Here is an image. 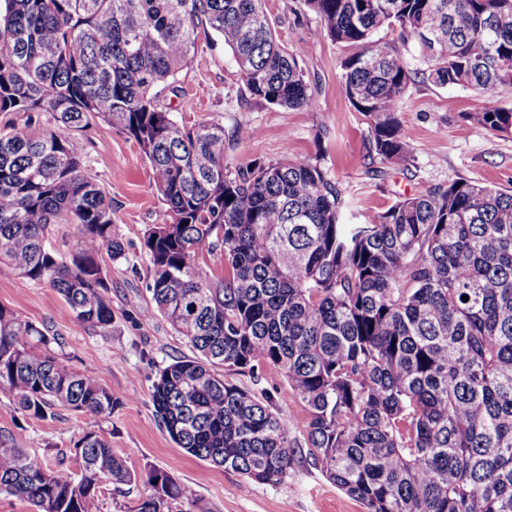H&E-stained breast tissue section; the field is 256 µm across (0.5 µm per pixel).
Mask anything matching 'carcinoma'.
I'll return each mask as SVG.
<instances>
[{
    "label": "carcinoma",
    "instance_id": "1",
    "mask_svg": "<svg viewBox=\"0 0 512 512\" xmlns=\"http://www.w3.org/2000/svg\"><path fill=\"white\" fill-rule=\"evenodd\" d=\"M303 2L319 37L350 50L345 94L383 160L410 158L399 112L417 75L483 99L512 86V0ZM383 27L414 43L426 69L408 70L399 47L374 38ZM200 28L222 37L251 96L317 107L307 47L280 44L265 0H0V113L26 114L0 131V265L54 289L72 321L112 328L97 257L125 248L79 133L95 119L117 125L166 205L168 220L143 237L144 317L161 315L192 349L153 384L177 447L268 484L304 452L365 512H512V192L454 181L347 224L343 191L315 157L231 170L224 125H181L162 103ZM470 118L512 132V108L483 104ZM61 223L78 228L69 261L48 245ZM217 250L224 279L211 284L196 258ZM52 344L60 338L0 304V391L30 420L56 406L112 414V392ZM223 366L277 370L306 409L305 448L269 398L225 381ZM73 452L76 479L1 433L0 495L33 512H97L104 486L138 482L93 432ZM144 484L134 512H210L170 468L149 469Z\"/></svg>",
    "mask_w": 512,
    "mask_h": 512
}]
</instances>
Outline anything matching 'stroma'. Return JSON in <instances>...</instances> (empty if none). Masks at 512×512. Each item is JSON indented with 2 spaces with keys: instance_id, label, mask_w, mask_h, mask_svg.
Instances as JSON below:
<instances>
[{
  "instance_id": "obj_1",
  "label": "stroma",
  "mask_w": 512,
  "mask_h": 512,
  "mask_svg": "<svg viewBox=\"0 0 512 512\" xmlns=\"http://www.w3.org/2000/svg\"><path fill=\"white\" fill-rule=\"evenodd\" d=\"M281 42L310 44L302 66L317 82L314 111L267 105L247 92L231 50L222 39L199 38L194 60L177 76L166 104L185 125L219 122L225 131L247 135L224 144L231 167L246 168L284 156L318 157L328 177L344 191V220L364 223L397 199L431 187L467 180L512 190V133H497L470 119L478 103L466 88L411 84L399 114L411 146L404 163H390L368 151L367 118L348 101L340 70L345 47L315 41L319 26L303 0H266ZM84 168L112 197V229L125 244L113 259L101 251L98 263L111 290L114 323L108 333L64 316V302L52 288L25 282L0 266V303L22 318L61 336L62 352L77 370L94 373L120 406L111 417L57 407L43 421L28 420L0 392V432L11 433L31 458L54 467L57 450L72 447L85 432L104 437L129 468H173L179 483L201 498L211 512H364L363 506L330 483L310 459L296 458L282 482H245L235 471L192 457L178 448L155 416L152 389L158 370L191 349L162 317L145 318L151 305L150 263L142 250L145 231L166 220L148 163L117 126L98 120L86 128ZM226 381L267 392L291 438L303 440L306 412L287 381L267 369L260 377L233 370Z\"/></svg>"
}]
</instances>
